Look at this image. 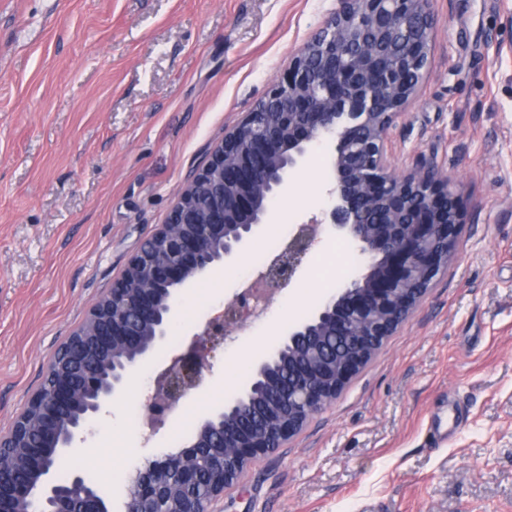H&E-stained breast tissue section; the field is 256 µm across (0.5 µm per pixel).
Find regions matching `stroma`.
I'll use <instances>...</instances> for the list:
<instances>
[{"instance_id":"obj_1","label":"stroma","mask_w":512,"mask_h":512,"mask_svg":"<svg viewBox=\"0 0 512 512\" xmlns=\"http://www.w3.org/2000/svg\"><path fill=\"white\" fill-rule=\"evenodd\" d=\"M339 0H0V433L47 364L165 223L185 186L288 71ZM423 80L388 130L396 172L433 164L462 201L458 253L414 313L325 410L249 463L212 512H512V0H432ZM313 146L222 269L178 293L168 345L223 312L226 279L271 225L330 206ZM323 229L267 314L234 333L158 432L144 415L164 350L87 425L61 462L93 475L109 512L130 476L188 445L301 324L313 291L360 272ZM462 416L444 433L448 408ZM121 447H113V437Z\"/></svg>"}]
</instances>
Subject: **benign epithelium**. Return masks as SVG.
I'll return each mask as SVG.
<instances>
[{"label":"benign epithelium","instance_id":"obj_1","mask_svg":"<svg viewBox=\"0 0 512 512\" xmlns=\"http://www.w3.org/2000/svg\"><path fill=\"white\" fill-rule=\"evenodd\" d=\"M432 42L431 0H340V8L302 46L284 78L243 120L224 134L207 163L178 191L165 224L130 259L109 293L87 313L88 332L69 367L52 357L48 390L33 392L38 409L35 439L14 460L16 479L0 469V512H106L100 493L72 476L70 488L49 482L62 456L75 448L86 424L128 385L135 369L166 340L177 289L213 271L238 251L267 214L264 197L297 170L314 144L336 140L331 163L333 203L321 218L298 225L283 251L238 291L224 313L212 317L181 347L156 379L146 404L148 424L164 427L171 412L199 385L212 353L247 321L262 316L294 279L326 224L352 240L366 271L320 303L311 320L289 329L258 365L249 390L209 415L200 436L155 460L127 491L126 512H211L210 499L193 493L202 474L194 464L206 454L211 470L230 478L280 447L315 413L331 405L366 364L368 350L341 366L329 361L321 336L367 337L378 346L395 331L396 317L412 314L425 297L409 287L432 285L456 255L461 221L452 175L435 166L397 174L386 161V136L423 76ZM307 352L294 382L280 383L271 366L285 349ZM270 402L262 437L225 424L253 416L254 392ZM181 490L166 509V480Z\"/></svg>","mask_w":512,"mask_h":512}]
</instances>
